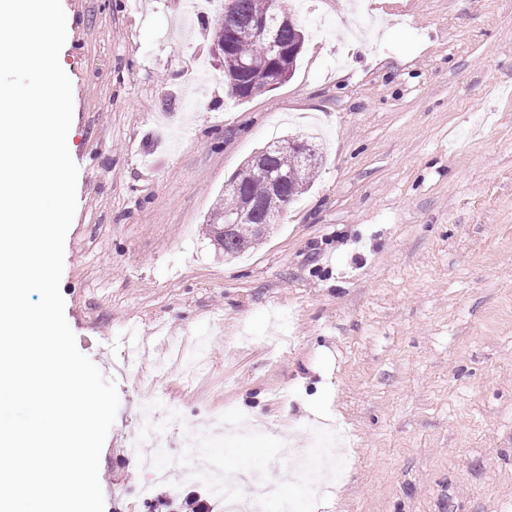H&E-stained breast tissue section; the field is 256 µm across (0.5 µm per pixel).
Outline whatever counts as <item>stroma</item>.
I'll use <instances>...</instances> for the list:
<instances>
[{
    "instance_id": "35a3bbf8",
    "label": "stroma",
    "mask_w": 512,
    "mask_h": 512,
    "mask_svg": "<svg viewBox=\"0 0 512 512\" xmlns=\"http://www.w3.org/2000/svg\"><path fill=\"white\" fill-rule=\"evenodd\" d=\"M191 2L61 0L78 179L60 289L79 351L112 353L105 512H169L125 452L148 403L179 410L170 471L223 417L227 480L273 469L292 512H512V0H302L291 78L244 100L217 11ZM299 131L323 153L308 190L224 256L206 220L226 182ZM134 328L152 349L207 334L206 372L125 370ZM255 409L287 445L246 428ZM321 429L337 454L308 487L286 449Z\"/></svg>"
}]
</instances>
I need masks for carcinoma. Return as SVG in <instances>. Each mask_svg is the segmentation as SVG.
<instances>
[{
    "label": "carcinoma",
    "instance_id": "obj_1",
    "mask_svg": "<svg viewBox=\"0 0 512 512\" xmlns=\"http://www.w3.org/2000/svg\"><path fill=\"white\" fill-rule=\"evenodd\" d=\"M277 0H228V3L216 21L215 37L221 40L224 31L229 29L244 30L257 19H262L267 26L278 31L280 42L288 45L293 42V32L279 27ZM236 50L247 60L249 67L243 81H238L237 75L224 63V78L231 92L239 98H248L257 93L272 89L273 73L268 54L259 43L241 42ZM283 140L270 143L265 148L266 156L259 166L245 162L243 167L228 181L224 187V203L220 204L207 220L217 243L224 249V255L233 256L244 252L259 243L253 229L256 224L268 220L264 201L268 192V176L276 171L289 167L291 157L279 150ZM315 167L308 169V175L301 181H288L282 185L281 194L285 203H291L295 197L302 194L310 182V174ZM253 200V208L246 220L233 227L230 233H224V213L239 207L240 195Z\"/></svg>",
    "mask_w": 512,
    "mask_h": 512
}]
</instances>
